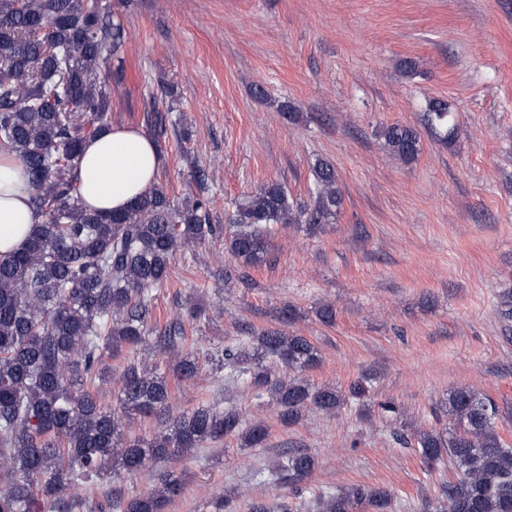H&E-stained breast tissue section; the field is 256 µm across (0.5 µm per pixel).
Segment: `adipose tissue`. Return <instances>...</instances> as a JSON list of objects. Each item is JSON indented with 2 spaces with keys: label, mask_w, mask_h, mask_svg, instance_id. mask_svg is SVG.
Wrapping results in <instances>:
<instances>
[{
  "label": "adipose tissue",
  "mask_w": 512,
  "mask_h": 512,
  "mask_svg": "<svg viewBox=\"0 0 512 512\" xmlns=\"http://www.w3.org/2000/svg\"><path fill=\"white\" fill-rule=\"evenodd\" d=\"M160 167L158 153L139 129L112 126L86 141L75 173L79 201L86 209L112 212L148 192ZM25 166L0 154V255L20 248L43 218L29 203Z\"/></svg>",
  "instance_id": "1"
}]
</instances>
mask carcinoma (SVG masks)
<instances>
[{
  "instance_id": "obj_1",
  "label": "carcinoma",
  "mask_w": 512,
  "mask_h": 512,
  "mask_svg": "<svg viewBox=\"0 0 512 512\" xmlns=\"http://www.w3.org/2000/svg\"><path fill=\"white\" fill-rule=\"evenodd\" d=\"M125 45L107 0H0V154L18 158L31 184V206L43 222L16 252L0 257V512H63L60 494L122 469L135 473L153 460L177 462L206 444L237 437L247 448H265L269 428L246 424L233 409L202 405L174 412L169 380L198 377L209 365L224 380L244 384L272 400L282 425L306 410L331 412L342 404L334 386L302 376L318 350L306 336L263 329L247 342L204 354L187 348L186 323L206 315L193 300L158 327L157 288L169 279L171 258L223 234L211 223L208 197L171 201L157 185L120 212L84 208L74 172L85 142L108 127L112 88L109 58ZM435 134L451 139L457 125L448 102L433 100L426 112ZM389 150L405 161L421 153L419 133L394 124L382 130ZM303 209L272 180L239 201L229 218L231 255L253 265L264 258L267 235L277 224L310 226L342 205L333 165L319 159ZM154 343L167 354L158 365L130 361L118 376L119 397L106 405L85 385L102 375L106 354ZM269 356L294 376L251 367ZM130 411L159 420L149 436L126 433ZM447 431H421L396 440L415 448L431 468L451 465L434 512H512V446L497 431L499 410L487 395L459 387L448 395ZM314 455L288 454L264 480L286 487L271 501L253 499L248 512H395L390 491L365 485L326 487L304 498L299 484L317 468ZM185 489L173 471L157 475L151 491L127 498L112 489L105 506L120 512H166Z\"/></svg>"
}]
</instances>
